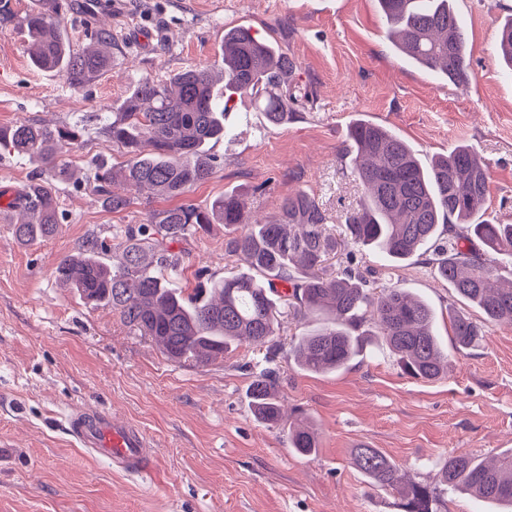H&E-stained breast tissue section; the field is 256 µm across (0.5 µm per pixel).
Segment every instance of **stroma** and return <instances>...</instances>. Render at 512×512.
Listing matches in <instances>:
<instances>
[{"label": "stroma", "instance_id": "stroma-1", "mask_svg": "<svg viewBox=\"0 0 512 512\" xmlns=\"http://www.w3.org/2000/svg\"><path fill=\"white\" fill-rule=\"evenodd\" d=\"M6 2L0 127L77 124L82 137L65 155L74 175L57 187L55 237L18 242L10 229L18 212L0 207V512H401L395 492L352 465L354 448L378 449L403 480L422 483L435 481L449 455L490 460L512 450V326L490 327L479 345L454 349L452 317L482 316L421 258L383 266L356 254L378 284L409 289L433 307L449 358L447 373L433 381L404 373L377 343L339 371H303L290 348L308 323L288 310L274 351L241 343L205 367L174 363L112 308L85 304L54 276L89 235L111 237L114 227L144 223L171 205L142 190L129 193L124 211L102 207L95 166L126 161L105 131L108 117L145 79L195 68L220 75L224 31L242 25L295 61L290 82L307 97L280 126L250 96L236 98L226 116L234 136L209 144L218 167L186 202L205 207L235 191L251 219L264 223L303 190L340 232L363 196L342 153L350 121L362 116L395 131L425 161L472 145L490 165L486 218L512 224V78L496 52L512 0H457L472 70L460 88L393 50L376 0ZM58 5L74 48L96 30L112 33L111 69L76 91L29 60L23 17ZM227 234L214 224L178 244L182 287L194 288L202 268L216 279L244 270L224 250ZM265 368L276 372L286 414L317 428L316 455H298L282 429L253 417L246 391ZM76 408L141 424L157 443L149 471L127 474L78 446L66 428Z\"/></svg>", "mask_w": 512, "mask_h": 512}]
</instances>
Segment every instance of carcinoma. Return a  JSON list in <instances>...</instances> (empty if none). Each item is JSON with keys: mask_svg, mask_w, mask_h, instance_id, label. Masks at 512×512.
<instances>
[{"mask_svg": "<svg viewBox=\"0 0 512 512\" xmlns=\"http://www.w3.org/2000/svg\"><path fill=\"white\" fill-rule=\"evenodd\" d=\"M455 2L379 0L397 51L413 65L464 87L472 70L466 26ZM22 22L34 41L31 64L61 73L73 90L112 64L111 56L98 49H74L62 34L65 16L57 10L32 9ZM498 42L505 72L512 75V16L501 23ZM294 69L278 47L238 26L224 32V89L215 88L217 79L206 69L186 70L167 81H142L106 125L127 161L117 170L95 169L102 203L113 212L131 205L130 198L112 194L115 181L171 199L206 182L218 166L206 145L230 135L224 120L233 95H252L268 122L280 125L298 101L286 89ZM80 137L77 125L21 122L0 129V147L38 168L18 197L26 219L11 225L17 240L44 241L57 232L56 186L71 177L63 154L79 145ZM346 154L364 195L358 208L345 215L341 237L329 230L325 211L306 192L282 200L278 216L265 224L251 223L242 195L226 192L208 208L182 203L153 212L144 224L117 227L110 242L93 235L79 256L57 265L55 277L85 302L112 307L174 363L208 365L235 342L272 346L281 305L287 302L297 317L318 320L293 346L302 370L324 373L347 366L361 337L372 335L362 327L371 325L408 374L437 379L448 353L430 305L393 283L379 286L351 255L332 272L326 262L348 245L386 263L427 254L438 277L483 315L480 323L461 315L452 319L456 345L474 346L488 327L512 325V279L493 281L512 272V224L484 218L489 167L466 144L424 163L399 135L363 117L348 126ZM212 224L230 229L225 250L241 256L246 270L217 281H203L199 273L200 282L189 292L175 287L184 261L172 245ZM110 250L121 255L112 265L101 259ZM278 284L284 291L276 290ZM248 393L259 422L283 425L273 371L256 374ZM287 437L289 447L302 456L318 448L317 432L301 420L288 424ZM352 464L373 484L395 491L401 512H437L439 493L448 490H465L512 508V452L494 464L451 455L434 487L402 480L395 463L376 448H356Z\"/></svg>", "mask_w": 512, "mask_h": 512, "instance_id": "carcinoma-1", "label": "carcinoma"}]
</instances>
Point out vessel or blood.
I'll list each match as a JSON object with an SVG mask.
<instances>
[{
	"label": "vessel or blood",
	"instance_id": "1",
	"mask_svg": "<svg viewBox=\"0 0 512 512\" xmlns=\"http://www.w3.org/2000/svg\"><path fill=\"white\" fill-rule=\"evenodd\" d=\"M71 433L82 447L131 470L148 468L154 442L130 420L96 409H78L69 417Z\"/></svg>",
	"mask_w": 512,
	"mask_h": 512
}]
</instances>
